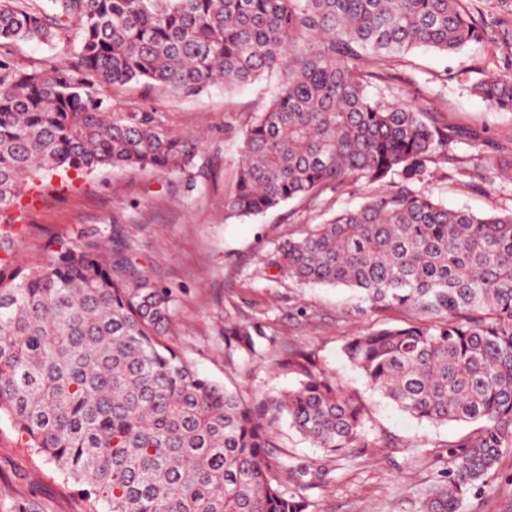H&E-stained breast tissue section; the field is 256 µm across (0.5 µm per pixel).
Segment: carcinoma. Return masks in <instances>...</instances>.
Wrapping results in <instances>:
<instances>
[{"instance_id":"1","label":"carcinoma","mask_w":512,"mask_h":512,"mask_svg":"<svg viewBox=\"0 0 512 512\" xmlns=\"http://www.w3.org/2000/svg\"><path fill=\"white\" fill-rule=\"evenodd\" d=\"M471 0H0V418L81 486L89 512H309L323 463L280 453L288 428L330 456L365 442L368 407L303 354L297 384L248 401L165 345L173 297L103 234L48 239L20 264L23 185L71 170L184 171L195 147L148 113L112 110L144 84L183 96L268 77L277 91L243 133L225 210L263 214L350 181L391 180L356 209L266 255L288 279L358 292L409 315L344 344L366 384L409 416L475 425L412 512H463L512 450V210L449 209L417 185L448 151V123L367 88L416 48L456 53L512 26ZM73 45L22 67L25 42ZM474 93L512 111V81ZM254 328L224 323L228 355Z\"/></svg>"}]
</instances>
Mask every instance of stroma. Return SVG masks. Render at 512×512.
<instances>
[{
    "label": "stroma",
    "instance_id": "35a3bbf8",
    "mask_svg": "<svg viewBox=\"0 0 512 512\" xmlns=\"http://www.w3.org/2000/svg\"><path fill=\"white\" fill-rule=\"evenodd\" d=\"M512 80V31L493 32L451 55L417 49L371 95L402 101L444 115L455 129L447 157L431 165L420 189L451 208L481 215L512 210V178L498 174L512 164L500 146L512 141V112L490 107L474 94L486 73ZM276 80L224 90L212 87L193 98L131 85L115 92L119 112H146L165 129L198 146L183 172L114 169L69 180L53 178L23 193L25 231L17 242L22 265L45 258L44 244L76 227L105 234L154 282L171 291L174 317L166 344L209 378L245 398H259L295 385L283 363L289 350L309 354L369 408L370 443L329 463L321 486L308 490L310 512H410L420 490L438 480L448 454L469 433L466 423L435 425L417 420L369 390L347 360L343 345L354 334L400 324L404 314L373 311L345 287L299 284L266 268L261 260L292 233L358 206L369 187L349 182L313 201L296 199L265 214L229 217L241 134L272 99ZM488 146L475 154L473 136ZM256 328L254 354L227 359L224 322ZM0 500L36 512H86L79 485L28 448L8 419H0ZM464 512H512V451L495 474L477 484Z\"/></svg>",
    "mask_w": 512,
    "mask_h": 512
}]
</instances>
